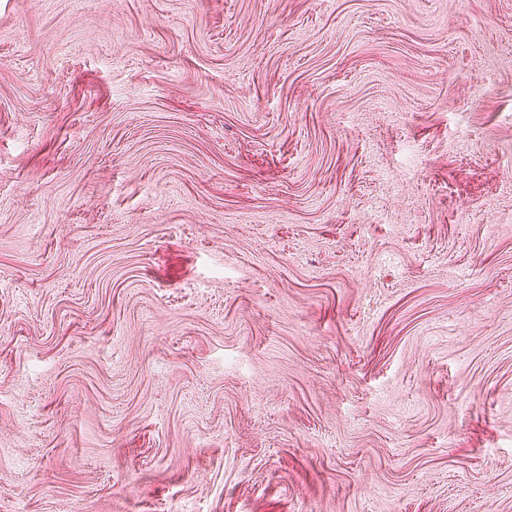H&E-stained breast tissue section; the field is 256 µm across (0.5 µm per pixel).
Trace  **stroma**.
Masks as SVG:
<instances>
[{
  "mask_svg": "<svg viewBox=\"0 0 512 512\" xmlns=\"http://www.w3.org/2000/svg\"><path fill=\"white\" fill-rule=\"evenodd\" d=\"M0 512H512V0H0Z\"/></svg>",
  "mask_w": 512,
  "mask_h": 512,
  "instance_id": "1",
  "label": "stroma"
}]
</instances>
